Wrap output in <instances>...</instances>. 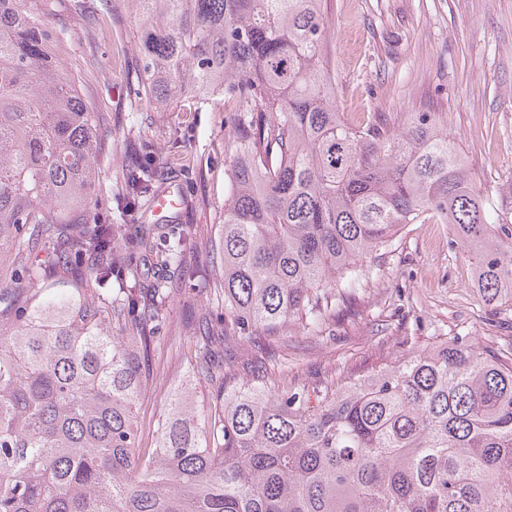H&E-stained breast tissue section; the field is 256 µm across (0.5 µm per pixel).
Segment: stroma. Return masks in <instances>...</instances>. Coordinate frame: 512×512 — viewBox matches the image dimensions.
Masks as SVG:
<instances>
[{"mask_svg":"<svg viewBox=\"0 0 512 512\" xmlns=\"http://www.w3.org/2000/svg\"><path fill=\"white\" fill-rule=\"evenodd\" d=\"M58 0L51 21L64 29L57 52L79 65L77 89L95 112L101 139L95 195L112 221L183 226L177 260L157 252L128 260L137 279L154 274L172 290L150 355L139 405L140 445H155L153 424L171 394L189 387L202 413L210 381L189 358L202 320L224 314V199L233 159L224 145L232 106L223 97L183 98L169 110L135 102L128 88L136 22L127 0ZM330 27L326 57L336 76V109L351 124L398 127L413 112H434L456 137L472 183L512 224V0H323ZM152 149L155 185L180 184L182 213L136 217L122 207L136 155ZM475 250L455 244L450 225L408 224L369 258V278L322 330L301 326L229 346L218 362L238 381L266 371L271 383L342 389L456 336L512 362V302L488 301L474 278Z\"/></svg>","mask_w":512,"mask_h":512,"instance_id":"obj_1","label":"stroma"}]
</instances>
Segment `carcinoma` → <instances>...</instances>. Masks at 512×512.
<instances>
[{
    "mask_svg": "<svg viewBox=\"0 0 512 512\" xmlns=\"http://www.w3.org/2000/svg\"><path fill=\"white\" fill-rule=\"evenodd\" d=\"M133 99L233 104L224 199V336L320 327L404 224L435 217L479 247L477 285L512 292V225L470 183L432 112L353 127L336 111L322 0H129ZM43 0H0V512H512V363L460 336L318 405L304 388L231 384L210 336L194 349L222 408L172 395L157 447L135 413L167 289L46 288L51 271L122 283L93 187L95 113L55 52ZM155 156L127 176L153 203ZM89 211L66 224L74 207ZM125 333L112 334V325Z\"/></svg>",
    "mask_w": 512,
    "mask_h": 512,
    "instance_id": "carcinoma-1",
    "label": "carcinoma"
}]
</instances>
